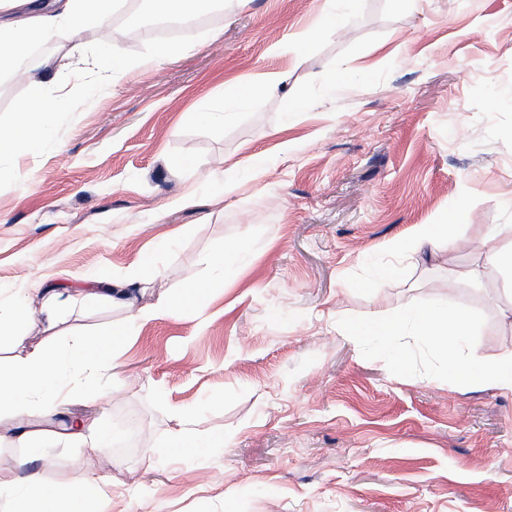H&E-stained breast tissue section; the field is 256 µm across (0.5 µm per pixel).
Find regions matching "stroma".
<instances>
[{
    "label": "stroma",
    "instance_id": "stroma-1",
    "mask_svg": "<svg viewBox=\"0 0 512 512\" xmlns=\"http://www.w3.org/2000/svg\"><path fill=\"white\" fill-rule=\"evenodd\" d=\"M117 2L115 52L150 66L99 82L60 33L40 58L66 107L39 151L0 156V301L65 302L55 326L0 334V370L37 348L65 365L77 335L125 324L108 285L135 283L140 308L209 294L140 321L111 401L74 394L53 438L0 413V456L57 485L105 479V512H512V391L442 372L419 337L397 361L370 341L443 307L474 317L485 359L512 351V288L474 246L487 225L512 246V0H223L173 38L129 36ZM266 72L275 92L234 100ZM67 416L139 441L92 453ZM207 284H200L187 291L178 298H162L154 311L144 312L140 310H134L132 306H129V321L133 325L137 320H143L146 318L154 317L156 314H170L179 311L184 306L194 304L196 299L205 293H207Z\"/></svg>",
    "mask_w": 512,
    "mask_h": 512
}]
</instances>
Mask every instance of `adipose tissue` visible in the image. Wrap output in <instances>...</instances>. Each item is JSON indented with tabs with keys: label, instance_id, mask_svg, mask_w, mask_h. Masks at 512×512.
<instances>
[{
	"label": "adipose tissue",
	"instance_id": "1",
	"mask_svg": "<svg viewBox=\"0 0 512 512\" xmlns=\"http://www.w3.org/2000/svg\"><path fill=\"white\" fill-rule=\"evenodd\" d=\"M113 0H51L48 7L34 8L26 0H0V73L24 69L29 95L21 102V119L16 126L0 127V154L32 151L40 148L42 131L52 118V102L47 96L46 73L26 61L27 52L41 42L65 30L73 35L71 55L94 70L101 81H110L114 72L134 70V62L120 56L89 58L80 41L82 32L104 31ZM413 326L418 336L436 349L449 375L479 384L497 379L502 388L512 390V353L489 361L482 357L477 342L472 341V321L465 315L444 310L418 309L410 319H396L379 326L385 336L400 335L405 326ZM121 331L85 334L77 337L69 358V375L59 379L54 356L35 349L15 359L9 371H0V408H10L18 423H25L30 409L59 394L65 383L82 386L95 402L111 398V391L98 379L111 349L124 339ZM469 338L467 358H459L451 349L462 338ZM20 463L0 457V494H11V512H89L84 489L61 486L54 494L44 495L38 476L17 484L15 473Z\"/></svg>",
	"mask_w": 512,
	"mask_h": 512
}]
</instances>
